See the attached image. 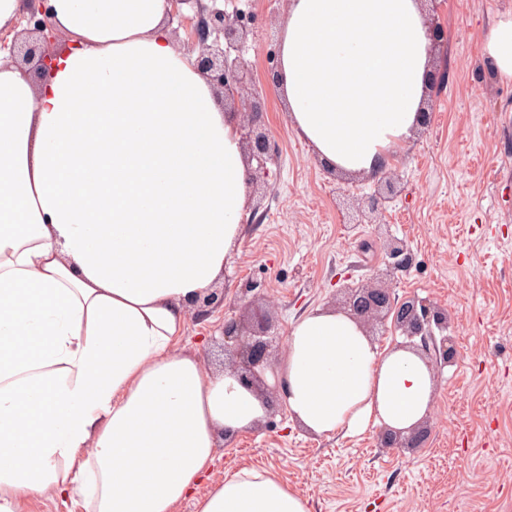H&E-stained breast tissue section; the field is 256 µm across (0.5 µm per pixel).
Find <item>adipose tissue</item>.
<instances>
[{"label": "adipose tissue", "mask_w": 512, "mask_h": 512, "mask_svg": "<svg viewBox=\"0 0 512 512\" xmlns=\"http://www.w3.org/2000/svg\"><path fill=\"white\" fill-rule=\"evenodd\" d=\"M64 42L41 80L0 52V512L80 492L86 512H308L267 470L199 488L222 435L267 412L232 371L176 350L241 238L237 117L174 46L167 0H49ZM420 0H289L276 86L322 162L387 164L419 124L432 57ZM490 71L512 80V16ZM277 378L310 433H403L432 369L343 312L290 329Z\"/></svg>", "instance_id": "adipose-tissue-1"}]
</instances>
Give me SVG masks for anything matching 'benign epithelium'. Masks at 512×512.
<instances>
[{
    "mask_svg": "<svg viewBox=\"0 0 512 512\" xmlns=\"http://www.w3.org/2000/svg\"><path fill=\"white\" fill-rule=\"evenodd\" d=\"M170 15L180 17V27L197 48L195 65L214 89L224 96V111L238 112L248 118V126L241 127L244 151L259 165L274 159L275 148L269 133L265 131L267 109L264 101L248 94L247 75L249 65L240 54L253 34L250 19L246 16H230L217 5L218 0H168ZM14 35L0 30V51L32 66L38 71L50 67L49 46L56 40L57 32L52 23L48 0H22ZM387 197L374 196L367 207L358 208L354 223L383 211ZM385 275L409 270L414 256L403 242L387 245ZM351 315L367 322L384 310L395 313V321L408 336L420 337L422 356L434 355L435 360L448 362L454 356L447 341L436 342L433 328H444L448 317L437 308L415 300L401 304L392 300L387 288H358L352 295ZM265 327L248 328L235 321L224 324V345L240 351L242 370L237 372L241 384L254 388L261 385L259 371L269 364V342Z\"/></svg>",
    "mask_w": 512,
    "mask_h": 512,
    "instance_id": "7a95c632",
    "label": "benign epithelium"
}]
</instances>
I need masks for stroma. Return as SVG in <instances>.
<instances>
[{"instance_id":"stroma-1","label":"stroma","mask_w":512,"mask_h":512,"mask_svg":"<svg viewBox=\"0 0 512 512\" xmlns=\"http://www.w3.org/2000/svg\"><path fill=\"white\" fill-rule=\"evenodd\" d=\"M223 7L256 20L244 57L276 157L264 196L248 197L219 301L189 315L177 349L223 368L225 322L265 317L281 357L292 322L318 306L347 311L345 286L376 284L386 244L398 239L415 264L388 286L396 300L447 313L456 356L435 373L418 447H382L379 425L355 436L308 433L289 420L281 395L270 394L264 420L217 448L211 483L245 468L268 470L309 512H512V82L490 73L484 51L494 20L512 15V0L424 5L447 32L432 65L448 82L427 93L430 126L391 158L397 194L376 224L343 223L340 210L344 197L373 193L378 180L344 181L323 167L265 79L288 0Z\"/></svg>"}]
</instances>
